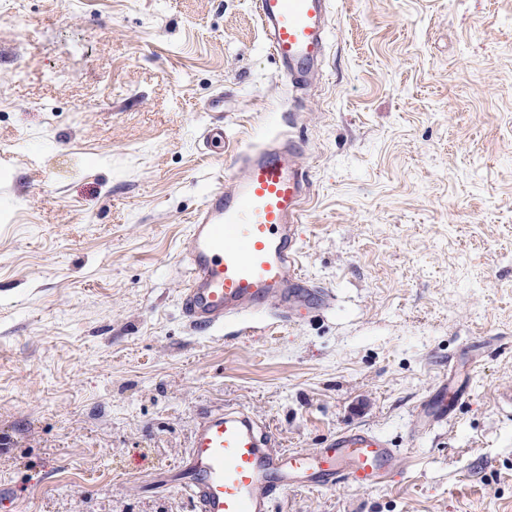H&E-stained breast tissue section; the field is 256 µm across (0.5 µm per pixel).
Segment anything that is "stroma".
Wrapping results in <instances>:
<instances>
[{
    "label": "stroma",
    "mask_w": 512,
    "mask_h": 512,
    "mask_svg": "<svg viewBox=\"0 0 512 512\" xmlns=\"http://www.w3.org/2000/svg\"><path fill=\"white\" fill-rule=\"evenodd\" d=\"M294 133L301 272L327 293L260 332L192 328L186 231L260 144L286 80L252 0H0V512H197L171 476L197 414L279 447L365 426L373 488L273 512H512V0H336ZM468 396L408 430L449 367Z\"/></svg>",
    "instance_id": "obj_1"
}]
</instances>
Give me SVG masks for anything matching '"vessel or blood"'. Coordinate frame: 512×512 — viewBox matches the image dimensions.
I'll return each instance as SVG.
<instances>
[{
  "label": "vessel or blood",
  "mask_w": 512,
  "mask_h": 512,
  "mask_svg": "<svg viewBox=\"0 0 512 512\" xmlns=\"http://www.w3.org/2000/svg\"><path fill=\"white\" fill-rule=\"evenodd\" d=\"M331 9L332 0H255L290 92L304 90L324 66ZM301 150L288 135L237 151L207 192L182 257L181 305L190 326L220 330L234 321L245 335L249 317L285 321L323 307L324 289L308 284L298 265L299 223L310 194ZM464 397L460 386L442 383L420 408L412 435L450 416ZM401 457V449L361 426L338 430L324 448L286 450L251 411L227 406L198 414L182 484L197 512H271L290 490L379 485L398 471Z\"/></svg>",
  "instance_id": "b4317fda"
}]
</instances>
